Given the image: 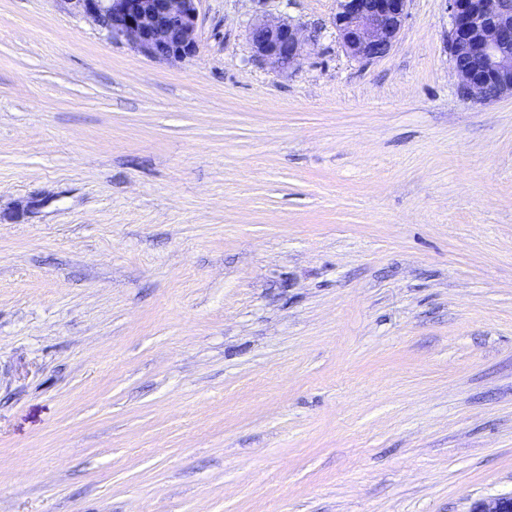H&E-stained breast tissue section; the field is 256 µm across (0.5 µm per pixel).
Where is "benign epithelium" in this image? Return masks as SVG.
I'll list each match as a JSON object with an SVG mask.
<instances>
[{
	"mask_svg": "<svg viewBox=\"0 0 512 512\" xmlns=\"http://www.w3.org/2000/svg\"><path fill=\"white\" fill-rule=\"evenodd\" d=\"M93 21L109 38L150 60L177 63L199 51L201 0H58ZM409 0H336L332 26L345 52L370 62L399 40ZM451 19L448 54L467 99L512 96V0H446ZM254 56L285 71L306 55L300 25L260 18L249 27ZM472 512H512V496L477 503Z\"/></svg>",
	"mask_w": 512,
	"mask_h": 512,
	"instance_id": "obj_1",
	"label": "benign epithelium"
}]
</instances>
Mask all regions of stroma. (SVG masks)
I'll return each instance as SVG.
<instances>
[{
  "label": "stroma",
  "mask_w": 512,
  "mask_h": 512,
  "mask_svg": "<svg viewBox=\"0 0 512 512\" xmlns=\"http://www.w3.org/2000/svg\"><path fill=\"white\" fill-rule=\"evenodd\" d=\"M335 9L201 0L167 64L0 0V512L512 495V98L460 95L446 0L370 62ZM248 35L254 56L282 71L298 65L307 52L302 26L287 21L256 19Z\"/></svg>",
  "instance_id": "1"
}]
</instances>
